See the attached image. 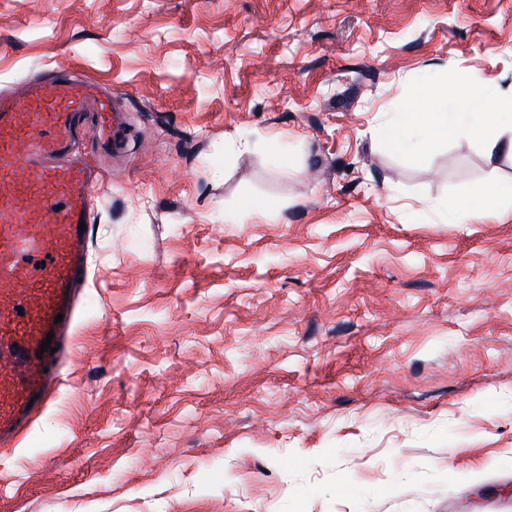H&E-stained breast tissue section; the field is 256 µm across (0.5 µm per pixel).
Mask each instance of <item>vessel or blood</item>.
I'll use <instances>...</instances> for the list:
<instances>
[{"label": "vessel or blood", "mask_w": 512, "mask_h": 512, "mask_svg": "<svg viewBox=\"0 0 512 512\" xmlns=\"http://www.w3.org/2000/svg\"><path fill=\"white\" fill-rule=\"evenodd\" d=\"M117 97L56 74L0 94V445L15 443L55 399L89 275L94 189L89 146L120 151ZM51 351H42V341Z\"/></svg>", "instance_id": "b4317fda"}]
</instances>
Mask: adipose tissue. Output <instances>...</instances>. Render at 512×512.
Instances as JSON below:
<instances>
[{"label":"adipose tissue","instance_id":"1","mask_svg":"<svg viewBox=\"0 0 512 512\" xmlns=\"http://www.w3.org/2000/svg\"><path fill=\"white\" fill-rule=\"evenodd\" d=\"M477 113L471 127L474 137L483 140L489 150L512 153V103L504 104L488 95L475 92L465 80L428 86L392 128V142L403 148L409 132H416L421 144L446 141L458 131L459 116Z\"/></svg>","mask_w":512,"mask_h":512}]
</instances>
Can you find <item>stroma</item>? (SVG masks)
Masks as SVG:
<instances>
[{
	"instance_id": "stroma-1",
	"label": "stroma",
	"mask_w": 512,
	"mask_h": 512,
	"mask_svg": "<svg viewBox=\"0 0 512 512\" xmlns=\"http://www.w3.org/2000/svg\"><path fill=\"white\" fill-rule=\"evenodd\" d=\"M61 68L130 138L0 512H512V156L387 140L512 99V0H0V92ZM448 96L453 102V112H448ZM478 110L477 121L472 125V135L483 140L490 154L507 151L512 155V103L502 104L495 97L478 95L466 80L453 79L428 86L416 98L413 108L403 113L392 128V142L399 148L407 147V135L415 131L420 145L448 141L458 131V118ZM505 195L512 197V185L504 186L496 182L477 188L467 198V207L474 219H482L496 213Z\"/></svg>"
}]
</instances>
